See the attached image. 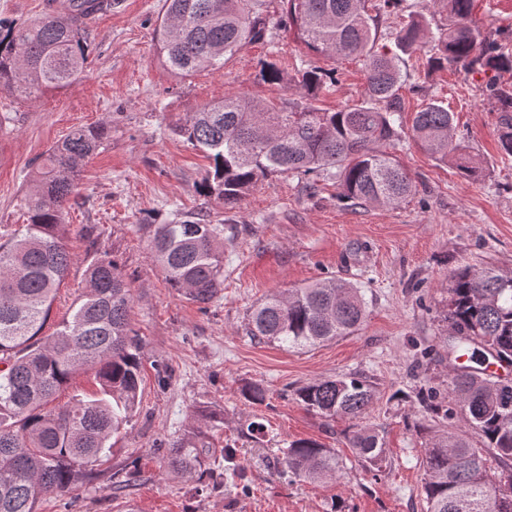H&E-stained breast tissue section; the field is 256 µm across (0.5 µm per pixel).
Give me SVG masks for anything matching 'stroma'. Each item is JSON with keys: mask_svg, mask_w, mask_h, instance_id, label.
<instances>
[{"mask_svg": "<svg viewBox=\"0 0 512 512\" xmlns=\"http://www.w3.org/2000/svg\"><path fill=\"white\" fill-rule=\"evenodd\" d=\"M163 0H116L89 24L88 61L71 86L34 101L0 90V227L26 221L24 195L45 151L72 127L108 122L110 132L81 173L78 200L67 207L74 261L52 305L48 328L67 315L85 286L88 242L118 262L131 289L130 324L142 343L140 402L103 462V477L43 500L38 512H423L422 450L428 434L458 426L448 372L444 311L453 273L492 267L512 275V157L498 147L500 114L486 92L487 74L429 71L428 48L400 54L404 126L432 100L454 114V138L476 167L464 177L409 134L392 149L417 192L392 208L358 207L339 196L326 173L262 180L235 208L200 193L208 160L176 131L193 112L227 95L278 98L258 82L263 63L294 77L302 62L336 67V86L316 100L334 110L361 101V62L314 55L294 31L279 27L283 0H262L271 38L247 45L217 71L189 77L162 63L155 30ZM471 19L512 49V0H474ZM224 227V288L206 305L171 288L154 261L149 227L184 215ZM336 279L360 287L366 317L353 334L293 349L258 341L248 315L266 296ZM358 376L376 389L367 413L332 419L308 410L298 390L322 377ZM252 384L266 391L249 401ZM434 396L439 413L426 412ZM263 423L264 435L245 429ZM378 434L381 470L353 456L352 427ZM310 439L339 451L346 475L311 483L280 475L282 448ZM182 441L222 463L236 452L238 476L211 489L206 474L170 471L167 454ZM126 481L114 491L112 481Z\"/></svg>", "mask_w": 512, "mask_h": 512, "instance_id": "stroma-1", "label": "stroma"}]
</instances>
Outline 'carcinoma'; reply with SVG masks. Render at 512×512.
<instances>
[{"mask_svg":"<svg viewBox=\"0 0 512 512\" xmlns=\"http://www.w3.org/2000/svg\"><path fill=\"white\" fill-rule=\"evenodd\" d=\"M260 0H164L156 30L159 55L174 74L224 67V57L264 39ZM370 0H286L287 25L313 53L329 60L362 57L366 88L360 103L323 112L314 105L332 69L309 66L295 81L273 63L262 67L264 84L285 97L264 103L228 95L192 113L179 134L210 161L198 185L226 206L239 203L269 176L309 175L336 169L340 196L357 206H396L412 196V180L382 144L400 140L401 76L394 61L375 51L377 17ZM451 23L428 36L415 11L397 36L413 49L430 39L433 68L490 71L487 92L501 113L498 143L512 156V54L482 36L470 20L474 0H447ZM84 0L21 25L0 21V89L26 98L60 90L85 71L88 28ZM454 116L440 101L416 112L412 136L458 170L475 171L453 137ZM108 126H79L46 152L27 194V223L0 236V512H37L41 498L65 494L97 478L112 438L121 434L138 400L141 346L131 336V290L118 263L96 249L95 226L83 227L93 246L85 292L49 335L42 331L55 295L72 264L66 244V205L75 196L82 163L104 143ZM151 249L171 287L197 304L224 288V228L185 219L151 225ZM360 290L334 279L273 294L249 319L250 335L304 349L347 336L363 323ZM451 350L470 364L448 373V389L463 426L477 430L476 448L461 429L431 438L424 449L425 512H512V383L492 389L489 359H512V276L464 268L452 276L447 310ZM86 368L96 369L101 396L75 398L51 408L52 396ZM303 405L326 417L364 415L375 390L359 377L321 378L297 393ZM355 457L377 470L384 448L365 429L347 435ZM288 471L313 482L337 481L344 466L335 449L300 439L283 449ZM168 468L190 474L202 465L196 448L172 445Z\"/></svg>","mask_w":512,"mask_h":512,"instance_id":"obj_1","label":"carcinoma"}]
</instances>
